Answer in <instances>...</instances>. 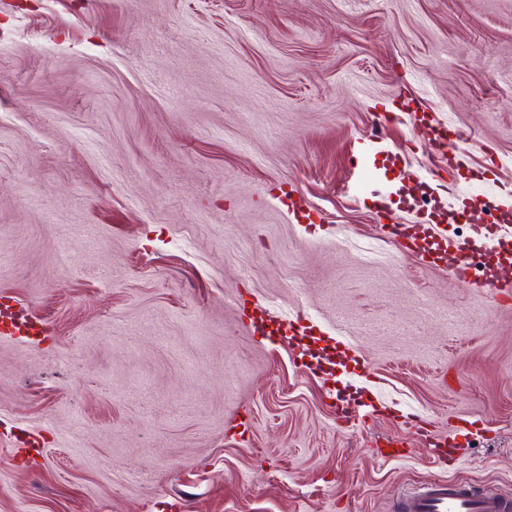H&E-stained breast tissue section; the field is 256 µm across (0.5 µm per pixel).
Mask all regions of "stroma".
I'll return each mask as SVG.
<instances>
[{"label": "stroma", "mask_w": 512, "mask_h": 512, "mask_svg": "<svg viewBox=\"0 0 512 512\" xmlns=\"http://www.w3.org/2000/svg\"><path fill=\"white\" fill-rule=\"evenodd\" d=\"M1 301L0 512L512 497V0H0ZM459 252V261L455 266L453 275L454 277L464 284L476 283L478 279L473 274V262H472V249L471 245L467 241H462L457 246Z\"/></svg>", "instance_id": "stroma-1"}]
</instances>
